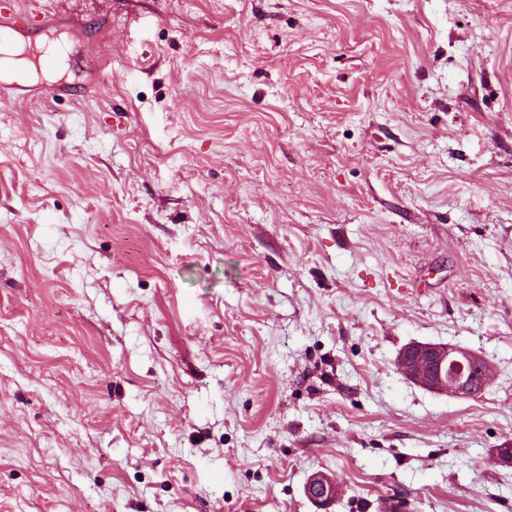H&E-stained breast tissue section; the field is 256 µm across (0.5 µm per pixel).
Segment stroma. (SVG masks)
I'll return each instance as SVG.
<instances>
[{
  "instance_id": "35a3bbf8",
  "label": "stroma",
  "mask_w": 512,
  "mask_h": 512,
  "mask_svg": "<svg viewBox=\"0 0 512 512\" xmlns=\"http://www.w3.org/2000/svg\"><path fill=\"white\" fill-rule=\"evenodd\" d=\"M13 2L0 512H512V0ZM22 47H16L14 45H3L0 52L8 55L0 59L1 67L10 68L14 70L18 75L27 77L29 72L34 71V65L26 58H16V56L22 53ZM481 357L445 344L411 343L403 349L396 365L401 373L417 384L460 397H475L487 385L475 374L465 373L466 365L478 369ZM335 490L336 486L333 480L316 475L309 481L306 492L317 505L325 506L335 497Z\"/></svg>"
}]
</instances>
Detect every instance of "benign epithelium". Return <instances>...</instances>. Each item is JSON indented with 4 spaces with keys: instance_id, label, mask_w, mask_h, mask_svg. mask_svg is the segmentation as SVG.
<instances>
[{
    "instance_id": "benign-epithelium-1",
    "label": "benign epithelium",
    "mask_w": 512,
    "mask_h": 512,
    "mask_svg": "<svg viewBox=\"0 0 512 512\" xmlns=\"http://www.w3.org/2000/svg\"><path fill=\"white\" fill-rule=\"evenodd\" d=\"M396 365L401 373L417 384L460 397H475L487 385L465 368L478 369L480 356L445 344L412 343L403 349ZM335 482L316 475L308 483L307 495L319 506L335 497Z\"/></svg>"
}]
</instances>
